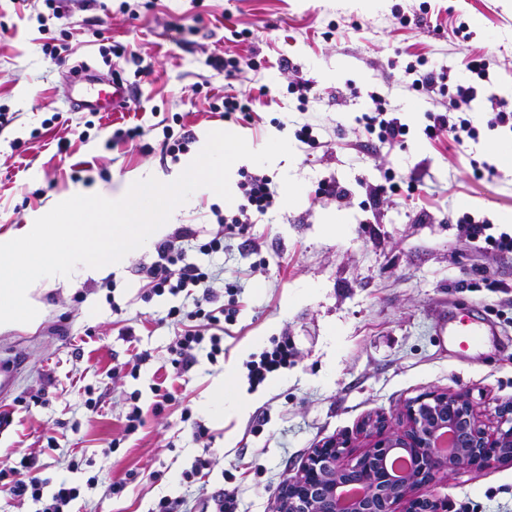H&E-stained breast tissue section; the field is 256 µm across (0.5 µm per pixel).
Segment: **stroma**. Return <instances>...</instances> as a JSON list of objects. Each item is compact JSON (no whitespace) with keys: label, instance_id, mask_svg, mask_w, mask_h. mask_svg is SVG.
Instances as JSON below:
<instances>
[{"label":"stroma","instance_id":"1","mask_svg":"<svg viewBox=\"0 0 512 512\" xmlns=\"http://www.w3.org/2000/svg\"><path fill=\"white\" fill-rule=\"evenodd\" d=\"M127 12H120V3ZM423 0H382L378 8H343L339 0H71L64 21L70 57L45 56L35 20L17 15L13 0H0V109L14 120L0 128V237L19 234L35 215L79 187L100 182L119 194L134 178L152 174L166 182L203 148L209 132L242 136L261 149L270 137L291 139L289 175L279 166L245 162L269 176L278 193L276 209L250 230L252 255L241 256L240 239H225L211 264L241 294L225 299L236 320L224 338V355L197 362L175 386L180 399L161 415L152 412L156 370L169 358L171 329L158 325L173 305L170 296L144 301L140 264L153 246L132 252L115 271L114 291L99 279L47 284L34 297L42 316L0 333V360L22 362L0 412L13 420L0 428V457L35 455L43 476L82 486L71 512H151L161 496L183 498L188 512H213L219 490L237 491L239 512H273L283 482L295 475L311 448L333 438L361 449L358 434L367 418H396L410 399L430 389L468 393L483 425L493 428L499 408L512 402V253L475 251L457 227L464 213L488 217L504 232L501 213L512 212V166L487 153V142H512V129L489 128L491 96L512 98V5L507 0H438V21L422 14ZM410 20L401 27L400 16ZM469 37L455 32L457 19ZM182 35H175L173 25ZM251 38L240 40L241 30ZM124 46L123 56L103 61L100 52ZM479 48L494 62L490 84L479 88L470 113L479 132L468 147L449 139L429 141L427 115L440 98L409 90L402 82L405 55L424 52L430 67L465 73L466 56ZM230 51L250 60L235 80L210 67L211 54ZM287 59L280 70L279 59ZM91 65L99 74L120 72L134 90L127 112H75L70 108L67 69ZM310 80L305 111H297L288 85ZM388 94L408 134L389 146L367 137L360 123L367 94ZM268 96L254 122H227L216 112L224 93ZM60 113L63 122L42 128ZM182 115L195 140L179 158L162 149L163 127ZM321 128L322 147L294 141L293 127ZM87 130L81 141L66 125ZM144 129L143 148L106 149L119 128ZM494 164L492 176L474 169ZM414 181L413 197L371 200L369 188L384 171ZM345 189L344 198L316 196L320 180ZM216 194L201 192L168 220L165 230L197 225L206 236L219 231L211 205ZM345 217L329 234L327 215ZM264 257L255 265V257ZM125 311L115 322L112 303ZM477 314L493 331L485 346L460 350L448 342L449 315ZM289 337L294 363L258 388L246 378L244 360ZM148 351L139 378L114 375V367ZM235 392L251 395L246 406L221 414L212 406L225 379ZM140 392L145 425L123 437L126 394ZM43 393L29 407L17 397ZM101 400L87 411V396ZM190 407L191 420L181 418ZM204 423L212 443L194 440V422ZM55 437L57 449L46 447ZM120 446L105 453L111 440ZM81 469L68 468L71 458ZM211 462L207 475L182 478L196 458ZM96 488H86L89 477ZM127 481L122 496H107L109 483ZM431 495L448 512H512V465L461 470L441 479Z\"/></svg>","mask_w":512,"mask_h":512}]
</instances>
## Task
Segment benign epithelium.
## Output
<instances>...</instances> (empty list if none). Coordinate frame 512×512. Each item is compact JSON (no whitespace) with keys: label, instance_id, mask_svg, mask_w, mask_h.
Masks as SVG:
<instances>
[{"label":"benign epithelium","instance_id":"7a95c632","mask_svg":"<svg viewBox=\"0 0 512 512\" xmlns=\"http://www.w3.org/2000/svg\"><path fill=\"white\" fill-rule=\"evenodd\" d=\"M359 435L365 444L349 460L346 440L311 449L280 488L275 512H448L421 490L459 470L512 464V402L489 430L468 394L431 390L393 421H365ZM402 457L408 467L398 471L393 462Z\"/></svg>","mask_w":512,"mask_h":512}]
</instances>
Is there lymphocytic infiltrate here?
I'll use <instances>...</instances> for the list:
<instances>
[{"label":"lymphocytic infiltrate","mask_w":512,"mask_h":512,"mask_svg":"<svg viewBox=\"0 0 512 512\" xmlns=\"http://www.w3.org/2000/svg\"><path fill=\"white\" fill-rule=\"evenodd\" d=\"M494 62L489 57L472 54L466 65L464 82L448 85L446 71L428 66L425 55L414 54L404 67V74L415 89L439 94L443 100L441 111L430 113L424 128L425 136L432 141L449 138L456 145L476 140L477 129L470 118L461 114L463 105L476 96L478 83H491ZM361 121L367 134L376 136L379 143L394 144L402 141L407 127L395 116L385 95L370 92L368 105ZM240 202L235 211L225 213L219 206H212L222 231L205 238L190 225L177 228L173 233L154 245L155 258L142 265L140 273L145 280L146 297L168 294L178 302L168 308L160 324L174 330V341L170 348L172 357L169 370L174 380L182 378L194 365V351L208 345L207 357L216 360L224 353V325L233 321L234 310L221 306L223 295H238L242 291L239 283L224 282L220 271L190 261L189 252L205 256L222 254L224 241L228 238H245L250 232V220H261L272 211L279 197L271 179L257 172H242L238 183ZM459 223L469 244L477 250L512 252V235L493 234L492 222L485 217L464 214ZM293 349L287 337L273 338L269 349L249 354L244 362L251 387H258L274 373L288 368L293 363ZM49 478L39 476L32 456L8 459L0 468V492L17 500L31 499L39 504V512H66L69 504L79 498L81 487L67 482L59 483L52 495H45Z\"/></svg>","instance_id":"obj_1"}]
</instances>
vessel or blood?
I'll use <instances>...</instances> for the list:
<instances>
[{"label": "vessel or blood", "instance_id": "vessel-or-blood-1", "mask_svg": "<svg viewBox=\"0 0 512 512\" xmlns=\"http://www.w3.org/2000/svg\"><path fill=\"white\" fill-rule=\"evenodd\" d=\"M74 110L89 112H121L130 102L127 85L105 77L90 66L80 65L71 74ZM450 338L465 348L482 346L488 336L485 323L461 320L448 327Z\"/></svg>", "mask_w": 512, "mask_h": 512}]
</instances>
